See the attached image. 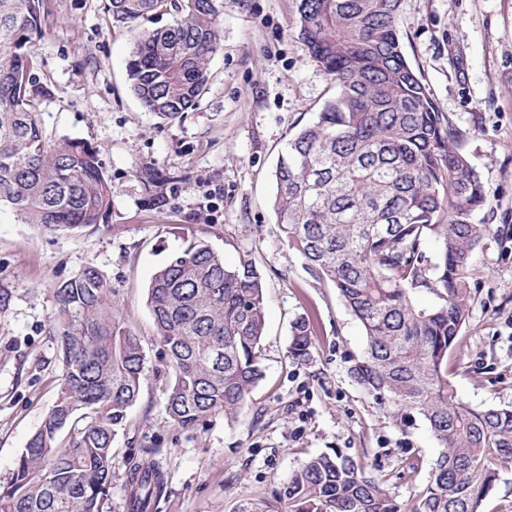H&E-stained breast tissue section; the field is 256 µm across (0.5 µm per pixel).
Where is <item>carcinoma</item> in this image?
<instances>
[{
    "instance_id": "obj_1",
    "label": "carcinoma",
    "mask_w": 512,
    "mask_h": 512,
    "mask_svg": "<svg viewBox=\"0 0 512 512\" xmlns=\"http://www.w3.org/2000/svg\"><path fill=\"white\" fill-rule=\"evenodd\" d=\"M400 2L299 0L301 39L336 95L288 140L272 207L288 246L337 288L364 328L354 381L416 410L441 451L407 510L335 451L294 471L279 498L284 510L249 502L239 512H479L500 472L512 470V407L474 408L448 381V353L468 316L470 258L492 228L473 220L484 187L460 148L462 133L402 51ZM221 6L110 0L120 23L176 13L169 27L142 33L127 63L147 111L175 120L196 108L221 43ZM44 12V0H0V208L47 232H79L104 222L112 184L96 147L47 140L34 112L31 70ZM432 238L441 250L431 276L423 246ZM421 288L438 303L415 304ZM109 293L94 266L55 291L60 394L0 486V512H103L112 439L139 397L145 365L141 341L120 325ZM148 301L173 368L170 420L189 429L216 411L235 417L264 377V284L252 253L229 266L192 240L154 273ZM312 336L308 319L293 321V360L309 358ZM126 485L129 512H149L166 478L138 464Z\"/></svg>"
}]
</instances>
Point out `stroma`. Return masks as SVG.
Listing matches in <instances>:
<instances>
[{
    "instance_id": "stroma-1",
    "label": "stroma",
    "mask_w": 512,
    "mask_h": 512,
    "mask_svg": "<svg viewBox=\"0 0 512 512\" xmlns=\"http://www.w3.org/2000/svg\"><path fill=\"white\" fill-rule=\"evenodd\" d=\"M299 0H224L221 47L199 106L168 122L133 94L127 62L140 30L169 27L161 11L113 22L110 0H45L32 70L46 136L91 143L112 182V209L92 233H49L0 211V484L54 405L63 372L49 331L55 290L95 266L121 324L141 340L145 379L112 440L105 512H128L129 462L156 465L167 487L153 512H238L277 503L307 458H353L399 505L430 481L438 444L412 410L351 377L364 330L336 288L310 274L272 208L274 170L289 138L315 121L336 86L299 34ZM407 61L484 186L474 220L492 235L474 249L468 317L448 379L479 408L512 405V0H402ZM153 180H146V173ZM200 238L235 264L255 256L264 280V378L237 418L215 412L186 430L169 419L168 356L147 303L153 274ZM313 326L310 357H289L291 323Z\"/></svg>"
}]
</instances>
